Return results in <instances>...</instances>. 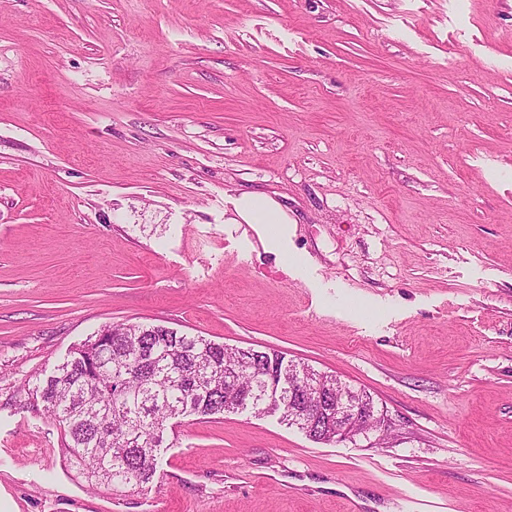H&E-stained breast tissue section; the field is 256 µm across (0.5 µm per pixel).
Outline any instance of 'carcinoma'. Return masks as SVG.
Returning <instances> with one entry per match:
<instances>
[{"instance_id":"cac0c4a2","label":"carcinoma","mask_w":512,"mask_h":512,"mask_svg":"<svg viewBox=\"0 0 512 512\" xmlns=\"http://www.w3.org/2000/svg\"><path fill=\"white\" fill-rule=\"evenodd\" d=\"M250 358V367L238 369ZM238 371L228 388L224 374ZM320 373L273 351L250 355L202 336L143 324L107 325L70 351L43 379L24 386L29 406L63 430L61 451L77 477L118 490L157 474L163 432L172 420L253 410L298 425V395ZM336 441L326 420L309 435Z\"/></svg>"}]
</instances>
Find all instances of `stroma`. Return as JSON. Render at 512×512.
<instances>
[{"instance_id":"stroma-1","label":"stroma","mask_w":512,"mask_h":512,"mask_svg":"<svg viewBox=\"0 0 512 512\" xmlns=\"http://www.w3.org/2000/svg\"><path fill=\"white\" fill-rule=\"evenodd\" d=\"M121 323L335 375L390 445L191 416L77 484L23 386ZM0 512H512V0H0ZM235 212L245 224H277L265 234L270 248L278 253L288 245V213L264 194H243L236 200Z\"/></svg>"}]
</instances>
